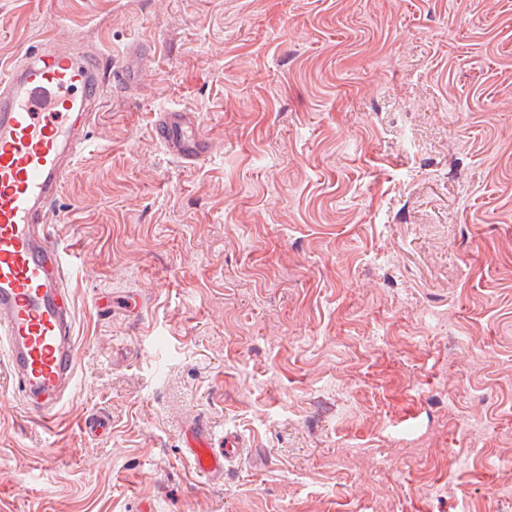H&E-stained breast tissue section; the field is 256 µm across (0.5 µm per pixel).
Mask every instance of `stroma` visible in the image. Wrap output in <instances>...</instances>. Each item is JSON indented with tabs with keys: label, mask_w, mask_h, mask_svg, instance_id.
<instances>
[{
	"label": "stroma",
	"mask_w": 512,
	"mask_h": 512,
	"mask_svg": "<svg viewBox=\"0 0 512 512\" xmlns=\"http://www.w3.org/2000/svg\"><path fill=\"white\" fill-rule=\"evenodd\" d=\"M45 38L152 55L54 204L50 425L0 361V512H506L512 0H0V63ZM196 417L243 440L222 482L182 454ZM155 134L174 156L188 166L205 162L212 152V145L193 112H158Z\"/></svg>",
	"instance_id": "35a3bbf8"
}]
</instances>
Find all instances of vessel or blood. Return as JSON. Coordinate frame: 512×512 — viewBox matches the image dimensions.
Segmentation results:
<instances>
[{
  "instance_id": "1",
  "label": "vessel or blood",
  "mask_w": 512,
  "mask_h": 512,
  "mask_svg": "<svg viewBox=\"0 0 512 512\" xmlns=\"http://www.w3.org/2000/svg\"><path fill=\"white\" fill-rule=\"evenodd\" d=\"M148 56L146 44L134 43L107 70L95 53L49 40L0 77V352L13 386L45 424L76 372L74 312L47 228L52 207L83 143L84 119L107 87L131 88ZM155 134L189 166L212 151L192 112H159ZM184 435L193 472L221 481L241 446L239 435L217 436L202 420Z\"/></svg>"
}]
</instances>
